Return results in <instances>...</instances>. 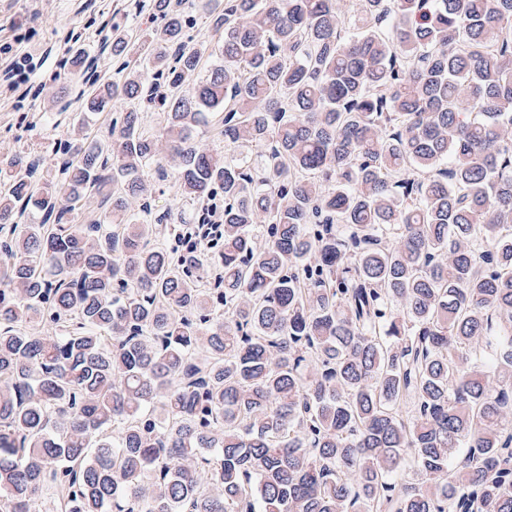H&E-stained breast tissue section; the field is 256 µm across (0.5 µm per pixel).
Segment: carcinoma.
<instances>
[{
    "label": "carcinoma",
    "mask_w": 512,
    "mask_h": 512,
    "mask_svg": "<svg viewBox=\"0 0 512 512\" xmlns=\"http://www.w3.org/2000/svg\"><path fill=\"white\" fill-rule=\"evenodd\" d=\"M150 7L66 58L112 142L9 162L0 512H512V0ZM172 182L173 179L171 177L159 178L158 175L154 174L153 184L155 185V190L153 191L150 202L154 203L158 209L167 210L172 208L175 209V211L183 218H188L191 215L193 208L183 205L179 201L174 193V189L170 187ZM154 199L155 201H152ZM210 224H183V228L187 231L183 244L188 252L200 251L205 247H209L224 233V211L217 208V205L209 206Z\"/></svg>",
    "instance_id": "cac0c4a2"
}]
</instances>
